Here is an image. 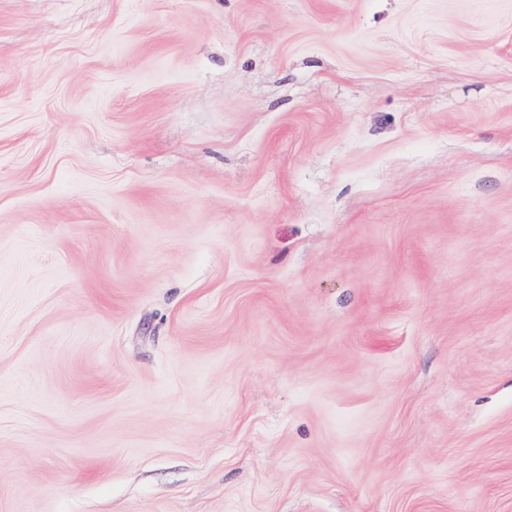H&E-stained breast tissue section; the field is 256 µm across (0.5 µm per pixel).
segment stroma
Returning a JSON list of instances; mask_svg holds the SVG:
<instances>
[{
    "label": "stroma",
    "mask_w": 512,
    "mask_h": 512,
    "mask_svg": "<svg viewBox=\"0 0 512 512\" xmlns=\"http://www.w3.org/2000/svg\"><path fill=\"white\" fill-rule=\"evenodd\" d=\"M0 512H512V0H0Z\"/></svg>",
    "instance_id": "obj_1"
}]
</instances>
